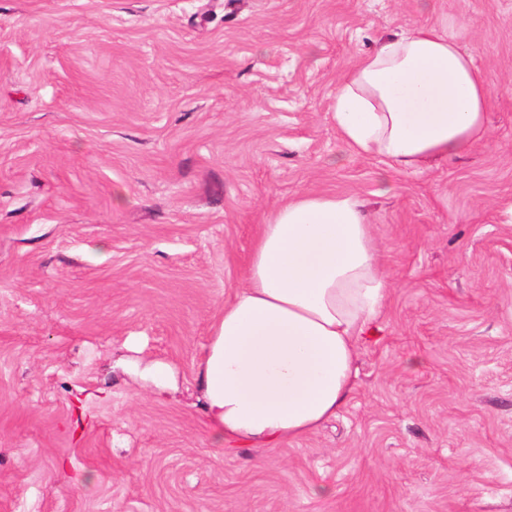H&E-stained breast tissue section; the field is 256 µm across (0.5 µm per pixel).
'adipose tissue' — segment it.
<instances>
[{
    "instance_id": "obj_1",
    "label": "adipose tissue",
    "mask_w": 512,
    "mask_h": 512,
    "mask_svg": "<svg viewBox=\"0 0 512 512\" xmlns=\"http://www.w3.org/2000/svg\"><path fill=\"white\" fill-rule=\"evenodd\" d=\"M491 99L471 55L423 24L357 58L336 82L332 118L354 153L403 170L481 140ZM390 291L382 248L356 198L301 194L274 210L200 363L214 440L228 452L271 448L335 417Z\"/></svg>"
}]
</instances>
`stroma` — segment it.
I'll use <instances>...</instances> for the list:
<instances>
[{"label":"stroma","mask_w":512,"mask_h":512,"mask_svg":"<svg viewBox=\"0 0 512 512\" xmlns=\"http://www.w3.org/2000/svg\"><path fill=\"white\" fill-rule=\"evenodd\" d=\"M421 24L488 133L385 191L336 81ZM304 192L363 202L381 332L336 418L228 454L203 349ZM511 207L512 0H0V512H512Z\"/></svg>","instance_id":"obj_1"}]
</instances>
